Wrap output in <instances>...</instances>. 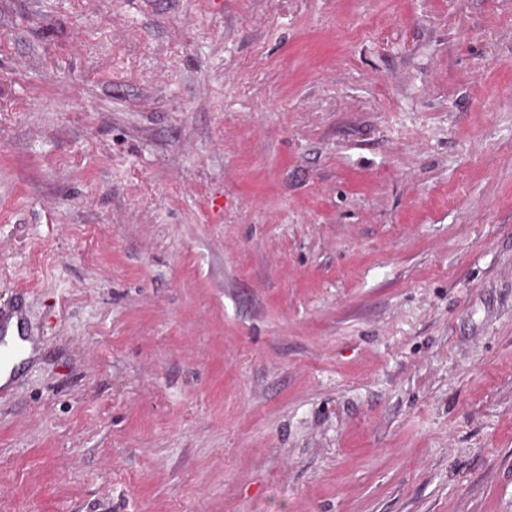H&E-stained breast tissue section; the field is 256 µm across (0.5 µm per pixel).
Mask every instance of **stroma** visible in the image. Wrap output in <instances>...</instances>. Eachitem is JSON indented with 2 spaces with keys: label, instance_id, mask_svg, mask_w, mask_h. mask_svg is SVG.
Listing matches in <instances>:
<instances>
[{
  "label": "stroma",
  "instance_id": "stroma-1",
  "mask_svg": "<svg viewBox=\"0 0 512 512\" xmlns=\"http://www.w3.org/2000/svg\"><path fill=\"white\" fill-rule=\"evenodd\" d=\"M0 512H512V0H0ZM3 317H4V312L2 310V311H0V335H4V336H5L6 321H8L12 318H16V319H13L11 321V323L9 324V327L7 330V335L5 336V340L9 343V346L11 348V353H10L9 357L7 359H5L3 362V365H2L3 378L1 379V377H0V384L7 382L8 376H9V370L11 369L14 361L17 359L14 357L15 349H14V343H13L18 338V336H15L16 335V320H17V325H18V330H19V336H23V329H24V320L20 313H18L16 311L11 313L10 317L4 322V324H3Z\"/></svg>",
  "mask_w": 512,
  "mask_h": 512
}]
</instances>
